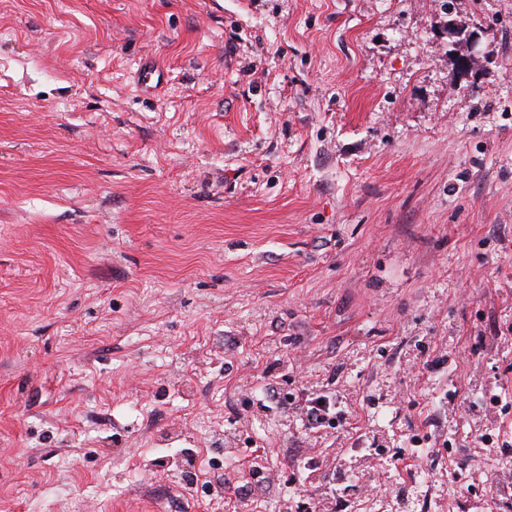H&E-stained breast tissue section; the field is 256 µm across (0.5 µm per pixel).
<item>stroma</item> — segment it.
Listing matches in <instances>:
<instances>
[{
    "label": "stroma",
    "mask_w": 512,
    "mask_h": 512,
    "mask_svg": "<svg viewBox=\"0 0 512 512\" xmlns=\"http://www.w3.org/2000/svg\"><path fill=\"white\" fill-rule=\"evenodd\" d=\"M0 512H512V0H0ZM304 415L308 428L335 427L336 403L326 396L305 399Z\"/></svg>",
    "instance_id": "stroma-1"
}]
</instances>
